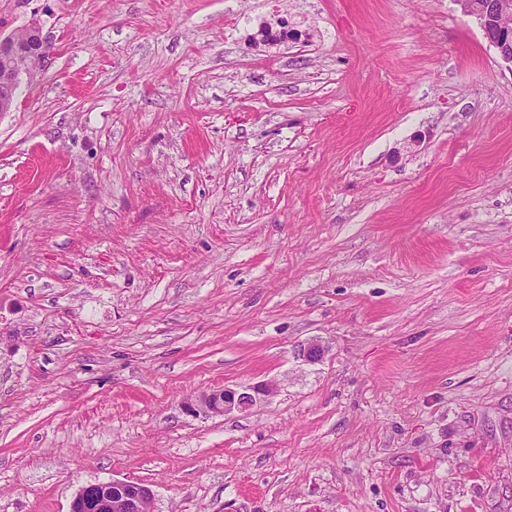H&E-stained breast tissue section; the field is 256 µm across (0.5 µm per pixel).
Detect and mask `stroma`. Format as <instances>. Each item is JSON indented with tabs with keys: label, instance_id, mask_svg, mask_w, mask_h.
Here are the masks:
<instances>
[{
	"label": "stroma",
	"instance_id": "1",
	"mask_svg": "<svg viewBox=\"0 0 512 512\" xmlns=\"http://www.w3.org/2000/svg\"><path fill=\"white\" fill-rule=\"evenodd\" d=\"M32 24L0 512L112 479L155 512H512V64L455 0H0ZM275 389L271 382L257 383L241 390L224 387L187 403L186 410L191 413L202 411L213 416L247 413L258 401L272 396Z\"/></svg>",
	"mask_w": 512,
	"mask_h": 512
}]
</instances>
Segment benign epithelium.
<instances>
[{
  "label": "benign epithelium",
  "instance_id": "benign-epithelium-1",
  "mask_svg": "<svg viewBox=\"0 0 512 512\" xmlns=\"http://www.w3.org/2000/svg\"><path fill=\"white\" fill-rule=\"evenodd\" d=\"M461 11L477 20L485 38L500 57L512 64V0H454ZM25 40L12 35H0V58L23 59L24 66L17 70L14 78L0 84V112H9L17 98L19 76L23 72L44 66L47 50L39 28H27ZM324 346L317 340L300 346L298 356L308 363H317L324 357ZM275 385L271 382L257 383L241 390L222 388L201 395L186 405V410L203 412L213 416H226L249 412L258 401L272 396ZM153 512L154 493L141 483L123 480L98 482L80 487L71 503L70 512Z\"/></svg>",
  "mask_w": 512,
  "mask_h": 512
}]
</instances>
